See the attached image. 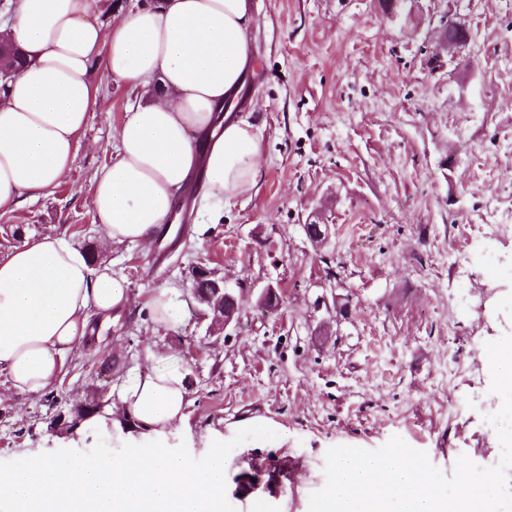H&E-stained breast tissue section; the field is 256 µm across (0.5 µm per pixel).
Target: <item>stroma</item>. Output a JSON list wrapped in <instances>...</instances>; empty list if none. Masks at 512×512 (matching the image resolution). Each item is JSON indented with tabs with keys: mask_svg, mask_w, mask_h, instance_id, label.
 <instances>
[{
	"mask_svg": "<svg viewBox=\"0 0 512 512\" xmlns=\"http://www.w3.org/2000/svg\"><path fill=\"white\" fill-rule=\"evenodd\" d=\"M258 66L238 111L261 141V175L221 214L192 203L181 230L148 245L106 242L89 202L129 89L98 77L101 105L53 195L0 218V256L23 238L66 234L96 247L123 278L126 311L96 329L52 395L30 397L0 376V471L31 456L122 464L153 448L109 432L50 426L58 415L118 394L145 366L183 374L192 401L164 442L204 465L224 435V512H308L333 446L376 450L392 437L425 452L445 477L459 456L487 466L501 445L489 415L487 342L512 335V0H252ZM470 25L449 58L446 15ZM330 227L320 245L304 226ZM206 262L247 288L239 324L210 331L186 280ZM174 285L179 322L153 324L142 305ZM274 286V312L257 293ZM460 412L449 416L450 404ZM296 483L273 481L278 465Z\"/></svg>",
	"mask_w": 512,
	"mask_h": 512,
	"instance_id": "stroma-1",
	"label": "stroma"
}]
</instances>
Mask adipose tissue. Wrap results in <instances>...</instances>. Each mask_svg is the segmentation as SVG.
Wrapping results in <instances>:
<instances>
[{
	"label": "adipose tissue",
	"instance_id": "ef3b65f1",
	"mask_svg": "<svg viewBox=\"0 0 512 512\" xmlns=\"http://www.w3.org/2000/svg\"><path fill=\"white\" fill-rule=\"evenodd\" d=\"M101 0H16L0 21L25 62L0 93V218L52 195L71 171L99 100L93 79L146 95L128 107L114 156L97 170L90 205L112 244L152 243L196 171L203 203L250 192L260 144L246 120L225 117L256 59L250 0H156L102 23ZM131 302L123 281L91 266L62 233L0 257V375L39 396L88 343L90 319ZM146 367L118 395L121 420L155 437L148 453L114 465L88 455L65 465L30 458L0 473V512H224V437L196 467L162 439L191 402L183 375Z\"/></svg>",
	"mask_w": 512,
	"mask_h": 512
}]
</instances>
